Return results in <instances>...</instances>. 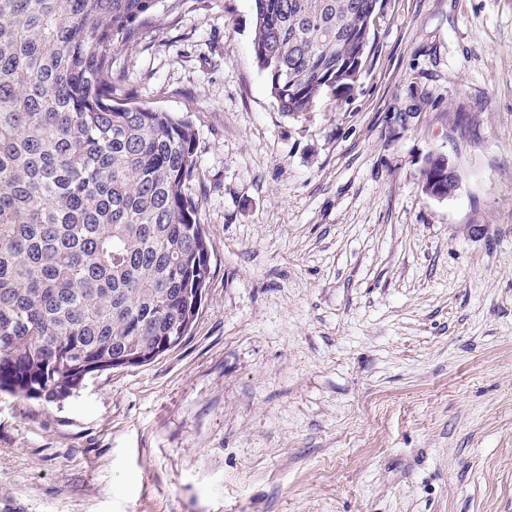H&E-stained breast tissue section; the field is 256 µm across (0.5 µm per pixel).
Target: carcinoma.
<instances>
[{
  "instance_id": "obj_1",
  "label": "carcinoma",
  "mask_w": 512,
  "mask_h": 512,
  "mask_svg": "<svg viewBox=\"0 0 512 512\" xmlns=\"http://www.w3.org/2000/svg\"><path fill=\"white\" fill-rule=\"evenodd\" d=\"M159 0H0V392L62 401L181 343L210 278L187 119L112 103ZM379 0H254L287 116L358 81ZM423 176L448 185L446 157Z\"/></svg>"
}]
</instances>
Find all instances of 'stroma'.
<instances>
[{
	"label": "stroma",
	"instance_id": "35a3bbf8",
	"mask_svg": "<svg viewBox=\"0 0 512 512\" xmlns=\"http://www.w3.org/2000/svg\"><path fill=\"white\" fill-rule=\"evenodd\" d=\"M169 3L116 99L194 125L199 315L64 401L0 393V512H512V0H381L295 118L253 0ZM444 155L448 157V155L442 151L439 150H433L428 155ZM425 158L424 163H426V169L423 171V176L425 180L428 181H435L436 184H442V185H435L433 186L431 183L422 182V190L423 192L428 195L429 197L436 198V199H446L448 197H452L456 194L458 188L460 187V177L457 172V168L455 163H453V169L456 173V177L458 178L457 181H455L454 184L456 186L454 187L449 186L448 183H450V180H448V169L450 168L451 164L448 163V158L446 157H430L428 156ZM445 187H444V186ZM448 188V189H447Z\"/></svg>",
	"mask_w": 512,
	"mask_h": 512
}]
</instances>
